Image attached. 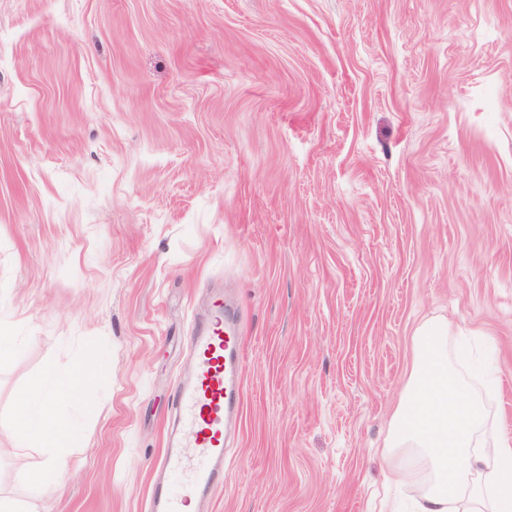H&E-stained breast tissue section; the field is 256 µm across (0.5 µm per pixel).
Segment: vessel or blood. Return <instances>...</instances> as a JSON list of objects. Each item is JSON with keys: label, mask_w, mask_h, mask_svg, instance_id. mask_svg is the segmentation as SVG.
Returning <instances> with one entry per match:
<instances>
[{"label": "vessel or blood", "mask_w": 512, "mask_h": 512, "mask_svg": "<svg viewBox=\"0 0 512 512\" xmlns=\"http://www.w3.org/2000/svg\"><path fill=\"white\" fill-rule=\"evenodd\" d=\"M189 373L174 388L177 423L169 427L145 512H187L224 480L226 426L242 400L243 338L215 292L186 338Z\"/></svg>", "instance_id": "vessel-or-blood-1"}]
</instances>
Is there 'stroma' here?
Wrapping results in <instances>:
<instances>
[{
    "label": "stroma",
    "instance_id": "obj_1",
    "mask_svg": "<svg viewBox=\"0 0 512 512\" xmlns=\"http://www.w3.org/2000/svg\"><path fill=\"white\" fill-rule=\"evenodd\" d=\"M245 336L207 512H373L415 328L512 428V0H0V494L144 512L211 286ZM97 352L65 489L14 397Z\"/></svg>",
    "mask_w": 512,
    "mask_h": 512
}]
</instances>
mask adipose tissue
Returning <instances> with one entry per match:
<instances>
[{"label":"adipose tissue","instance_id":"adipose-tissue-1","mask_svg":"<svg viewBox=\"0 0 512 512\" xmlns=\"http://www.w3.org/2000/svg\"><path fill=\"white\" fill-rule=\"evenodd\" d=\"M445 319L422 322L413 360L384 446L403 452L425 472L413 512H512V431L490 420L478 391L482 375L463 349H451ZM105 369L97 356L64 379L33 381L16 396L14 433L45 447L73 443L77 434L55 413L60 399L90 397Z\"/></svg>","mask_w":512,"mask_h":512}]
</instances>
